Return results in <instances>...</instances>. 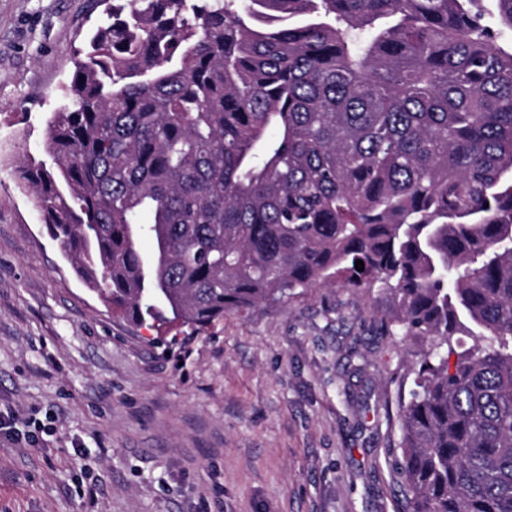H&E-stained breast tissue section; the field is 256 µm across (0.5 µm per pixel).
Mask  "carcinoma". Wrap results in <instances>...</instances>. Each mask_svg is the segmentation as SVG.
<instances>
[{"label": "carcinoma", "mask_w": 512, "mask_h": 512, "mask_svg": "<svg viewBox=\"0 0 512 512\" xmlns=\"http://www.w3.org/2000/svg\"><path fill=\"white\" fill-rule=\"evenodd\" d=\"M495 5L112 0L48 160L20 166L132 322L200 329L330 281L390 295L383 333L429 341L392 463L406 512H512V0Z\"/></svg>", "instance_id": "obj_1"}]
</instances>
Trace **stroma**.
<instances>
[{
	"label": "stroma",
	"instance_id": "1",
	"mask_svg": "<svg viewBox=\"0 0 512 512\" xmlns=\"http://www.w3.org/2000/svg\"><path fill=\"white\" fill-rule=\"evenodd\" d=\"M105 0H0V512H404L421 336L376 288L314 287L195 331L127 321L19 176Z\"/></svg>",
	"mask_w": 512,
	"mask_h": 512
}]
</instances>
